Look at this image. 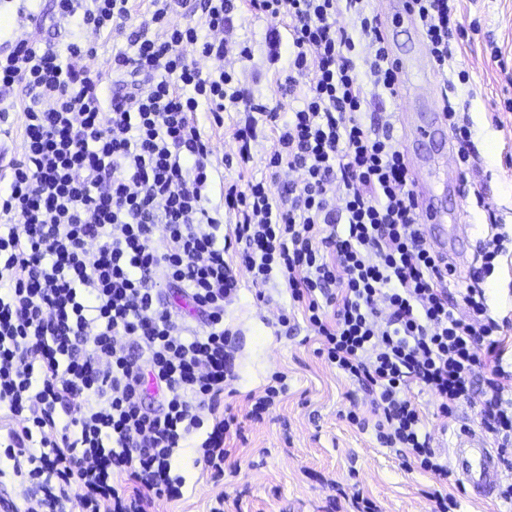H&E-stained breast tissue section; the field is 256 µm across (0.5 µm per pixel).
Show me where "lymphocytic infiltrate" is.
<instances>
[{"mask_svg":"<svg viewBox=\"0 0 512 512\" xmlns=\"http://www.w3.org/2000/svg\"><path fill=\"white\" fill-rule=\"evenodd\" d=\"M150 2L130 51L112 57L113 81L137 79L122 96L105 98L81 67L86 43L61 51L23 38L0 53V89H18L23 110L22 156L0 171V412L12 422L0 478H18L24 500H0V512H66L74 498L84 512H151L182 497L171 460L190 446L222 475L236 424L220 411L233 361L224 311L242 283L260 293L278 279L317 355L371 393L369 414L347 413L352 425L447 480L410 392L428 391L451 423L477 392L479 424L511 468L512 369L499 333L512 321L493 314L483 287L507 235L488 215L495 231L454 288L392 124L364 119L399 81L371 0H249L254 15L288 20L286 81L299 105L284 114L254 102L233 70L199 65L223 58L216 34L234 0H198L200 27L177 22L183 0ZM55 8L96 33L123 34L131 18L130 0ZM407 9L446 76L461 31L454 0ZM467 78L457 71L444 88ZM202 108L218 127L250 112L234 135L242 167L258 124L273 128L269 178L221 180ZM284 172L295 180L273 191ZM235 244L238 272L225 259Z\"/></svg>","mask_w":512,"mask_h":512,"instance_id":"f902f5d3","label":"lymphocytic infiltrate"}]
</instances>
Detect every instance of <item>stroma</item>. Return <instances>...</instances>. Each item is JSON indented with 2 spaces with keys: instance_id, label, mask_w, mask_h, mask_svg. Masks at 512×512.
Returning <instances> with one entry per match:
<instances>
[{
  "instance_id": "35a3bbf8",
  "label": "stroma",
  "mask_w": 512,
  "mask_h": 512,
  "mask_svg": "<svg viewBox=\"0 0 512 512\" xmlns=\"http://www.w3.org/2000/svg\"><path fill=\"white\" fill-rule=\"evenodd\" d=\"M456 7L464 35L455 45L453 66L468 71L470 80L457 85L448 101L468 110L477 166L465 182L448 185L437 196L459 218L453 248L472 260L488 233V212L512 230V167L506 164L512 156V111L504 109L512 98V0H458ZM23 34L43 37L61 49L77 37L90 43L95 53L84 65L101 74L102 91L111 95L112 55L127 49L126 37L79 31L56 17L53 0H0V50ZM223 38L220 63L238 71L246 93L280 112L296 105V98L279 86L288 73L290 52L285 21L254 16L240 0L224 23ZM243 43L252 48L251 61L238 59ZM220 63L206 59L202 67ZM479 193L486 207L477 206ZM289 304L281 283L261 300L254 289H241L227 307L224 321L238 332L235 377L224 392L225 414L243 424L242 437L226 442L234 450L237 470L212 478L195 465L194 449L180 450L172 473L184 478V495L157 501L156 512H209L220 496L226 500L225 512H354L351 496L356 491L383 512H433L435 490L454 495L458 506L453 512H512V503L501 498L471 502L455 485L406 465L395 449L377 442L373 430L350 425L345 412H367L369 394L316 355L303 319L289 329L279 325L278 316ZM277 372L286 377V393L261 419L249 418L253 398L263 394ZM414 396L442 463L451 464L458 429L445 428L430 393L418 390Z\"/></svg>"
}]
</instances>
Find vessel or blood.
I'll list each match as a JSON object with an SVG mask.
<instances>
[{
  "instance_id": "vessel-or-blood-1",
  "label": "vessel or blood",
  "mask_w": 512,
  "mask_h": 512,
  "mask_svg": "<svg viewBox=\"0 0 512 512\" xmlns=\"http://www.w3.org/2000/svg\"><path fill=\"white\" fill-rule=\"evenodd\" d=\"M398 70L401 74L399 91L403 97L415 99L419 86L416 75L434 78V63L427 54L416 57L396 55ZM404 145H411L443 135L448 126L444 113H436L431 125L416 124L410 114H403L400 119ZM439 171L438 166L415 164L416 178L413 182L416 196L421 205L425 221V232L432 247L440 254H447L448 240L444 235L448 221L447 212L435 201L431 181ZM454 468L464 489L475 499L494 500L502 482V460L497 449L488 445L483 433L469 430L461 434L453 450Z\"/></svg>"
}]
</instances>
